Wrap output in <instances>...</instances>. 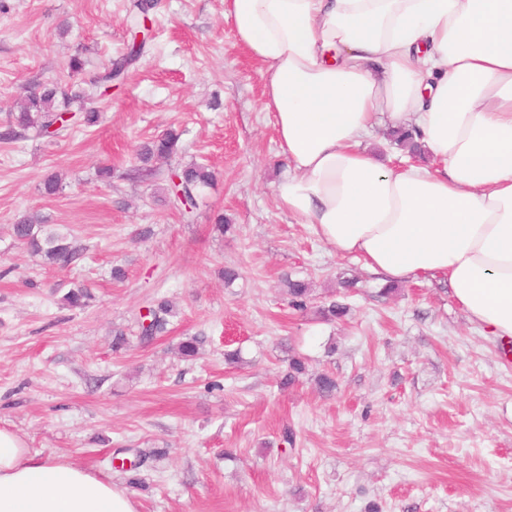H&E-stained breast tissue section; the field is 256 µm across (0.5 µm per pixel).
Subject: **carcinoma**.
I'll return each instance as SVG.
<instances>
[{
  "mask_svg": "<svg viewBox=\"0 0 512 512\" xmlns=\"http://www.w3.org/2000/svg\"><path fill=\"white\" fill-rule=\"evenodd\" d=\"M154 6V0H135L131 41L126 52L115 59H109L102 71L93 74L86 81V87L74 91L58 81H50L39 84L37 89L29 92L20 112L14 117V124L0 131V140L14 141L30 128L41 135L53 137L67 128L74 117L85 127L97 125L100 112L93 103L98 101L101 90L115 82H122L128 69L141 57L150 32L145 27V20L149 18ZM176 140L177 134L169 130L144 143L138 153L141 167L137 169V173L141 176L152 175L151 163L168 158L173 152ZM213 181L214 172L204 164L192 163L181 169L176 168L168 177V202L183 215L189 216L196 209L199 196ZM12 233L16 241L43 256L51 265L66 267L76 257L77 251L71 234L62 233L54 225L45 224L38 218L27 216L18 219L12 225ZM284 287L293 307L299 310L307 307L311 296L307 283L287 277L284 279ZM88 298L90 293L87 288L78 286L69 290L63 300L72 308H81L85 306ZM348 311L346 304L332 301L320 309V314L325 320H334L346 316ZM149 312L150 324L139 321V335L143 340H149L166 330L167 316L172 314V309L161 299L149 308ZM306 371V358L296 354L291 356L288 373L282 379L281 385L286 387L294 384Z\"/></svg>",
  "mask_w": 512,
  "mask_h": 512,
  "instance_id": "cac0c4a2",
  "label": "carcinoma"
}]
</instances>
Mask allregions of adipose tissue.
Wrapping results in <instances>:
<instances>
[{
	"mask_svg": "<svg viewBox=\"0 0 512 512\" xmlns=\"http://www.w3.org/2000/svg\"><path fill=\"white\" fill-rule=\"evenodd\" d=\"M224 16L264 67L280 208L383 282L447 276L471 323L512 338V0H224ZM381 118L441 169L363 149ZM0 512L137 510L0 428Z\"/></svg>",
	"mask_w": 512,
	"mask_h": 512,
	"instance_id": "obj_1",
	"label": "adipose tissue"
}]
</instances>
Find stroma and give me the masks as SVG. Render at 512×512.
<instances>
[{
	"mask_svg": "<svg viewBox=\"0 0 512 512\" xmlns=\"http://www.w3.org/2000/svg\"><path fill=\"white\" fill-rule=\"evenodd\" d=\"M5 4L0 129L27 88L80 85L130 39L132 0ZM150 28L97 126L0 142V428L110 478L137 512H512V352L468 320L446 277L382 295L362 261L279 208L287 161L224 0H160ZM170 128L174 153L137 177L140 146ZM195 162L216 181L187 219L165 202L166 177ZM50 173L62 187L48 197ZM220 213L234 232L214 231ZM25 215L71 232V265L15 241ZM227 267L239 272L229 286ZM286 276L309 284L306 311ZM80 284L91 300L68 307ZM341 297L348 316L323 320ZM159 299L173 306L168 330L141 342L139 316ZM192 336L187 359L178 345ZM234 350L242 362L226 361ZM294 354L307 372L284 389ZM323 371L333 395L314 382Z\"/></svg>",
	"mask_w": 512,
	"mask_h": 512,
	"instance_id": "obj_1",
	"label": "stroma"
}]
</instances>
